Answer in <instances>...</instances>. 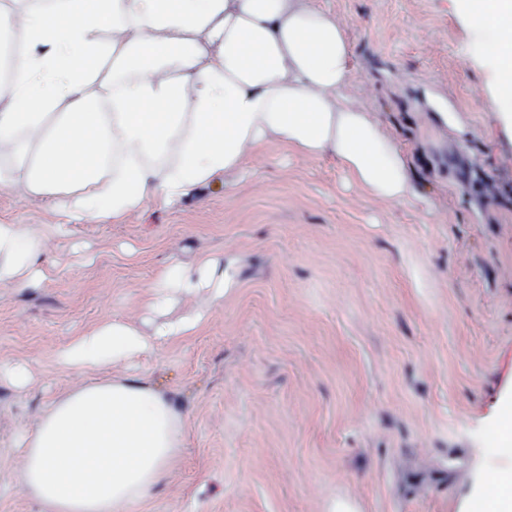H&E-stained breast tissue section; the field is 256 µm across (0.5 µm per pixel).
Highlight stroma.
Wrapping results in <instances>:
<instances>
[{
    "label": "stroma",
    "mask_w": 512,
    "mask_h": 512,
    "mask_svg": "<svg viewBox=\"0 0 512 512\" xmlns=\"http://www.w3.org/2000/svg\"><path fill=\"white\" fill-rule=\"evenodd\" d=\"M344 29L349 95L393 138L424 204H387L333 157L272 146L232 185L119 224L50 233L42 202L0 190V221L44 235L39 287H0V512H39L18 489L19 434L88 373L60 355L118 316L152 324L204 313L184 339L115 365L185 415L174 475L137 512H471L486 474L512 469L496 419L512 404V204L481 206L448 171L463 151L486 192L512 187V102L494 34L459 0H309ZM234 260L220 302L145 305L170 261Z\"/></svg>",
    "instance_id": "1"
}]
</instances>
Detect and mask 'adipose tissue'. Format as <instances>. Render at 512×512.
I'll return each instance as SVG.
<instances>
[{
    "label": "adipose tissue",
    "instance_id": "ef3b65f1",
    "mask_svg": "<svg viewBox=\"0 0 512 512\" xmlns=\"http://www.w3.org/2000/svg\"><path fill=\"white\" fill-rule=\"evenodd\" d=\"M495 33L498 89L512 98V0H461ZM345 31L305 0H0V188L56 210L52 233L172 206L271 145L337 159L370 196L422 197L395 143L347 94ZM44 240L0 222V286L47 279ZM208 255L159 271L149 292L223 297ZM202 316L144 335L120 318L80 332L62 360L94 372L20 437L17 486L44 512H134L172 472L186 418L162 390L108 363L193 335Z\"/></svg>",
    "mask_w": 512,
    "mask_h": 512
}]
</instances>
